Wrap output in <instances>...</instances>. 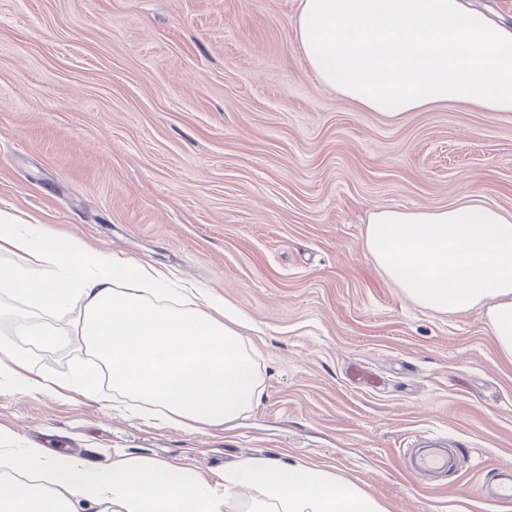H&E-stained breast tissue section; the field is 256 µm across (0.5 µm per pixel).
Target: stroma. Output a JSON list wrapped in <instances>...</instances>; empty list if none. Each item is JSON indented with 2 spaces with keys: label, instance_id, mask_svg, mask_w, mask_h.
Wrapping results in <instances>:
<instances>
[{
  "label": "stroma",
  "instance_id": "1",
  "mask_svg": "<svg viewBox=\"0 0 512 512\" xmlns=\"http://www.w3.org/2000/svg\"><path fill=\"white\" fill-rule=\"evenodd\" d=\"M300 0H0V207L169 270L221 298L262 378L236 421L201 430L81 389L0 386V431L59 439L89 465L125 455L214 484L262 454L335 471L389 512H496L512 468V364L485 306L420 308L364 250L377 209L475 193L512 211V114L433 104L399 121L322 85L291 21ZM15 339L43 376L88 363L71 319ZM459 449L441 479L401 458ZM496 487L489 489L486 485L479 488L481 495L493 504L500 506L512 502V470L501 475Z\"/></svg>",
  "mask_w": 512,
  "mask_h": 512
}]
</instances>
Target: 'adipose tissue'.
I'll return each mask as SVG.
<instances>
[{
    "label": "adipose tissue",
    "instance_id": "1",
    "mask_svg": "<svg viewBox=\"0 0 512 512\" xmlns=\"http://www.w3.org/2000/svg\"><path fill=\"white\" fill-rule=\"evenodd\" d=\"M295 36L320 82L390 120L437 103L512 112V26L466 0H301ZM364 248L419 307L456 313L487 307V326L512 362V215L479 197L438 209H381ZM0 296L21 302L14 333L55 335L34 311L69 314L96 364L70 381L36 374L0 339V383L55 394L90 389L107 371L113 392L192 428L234 421L261 394L246 340L199 307L197 288L163 269L113 257L80 239L0 208ZM388 512L336 472L263 455L224 468V486L159 462L119 457L91 467L0 433V512Z\"/></svg>",
    "mask_w": 512,
    "mask_h": 512
}]
</instances>
